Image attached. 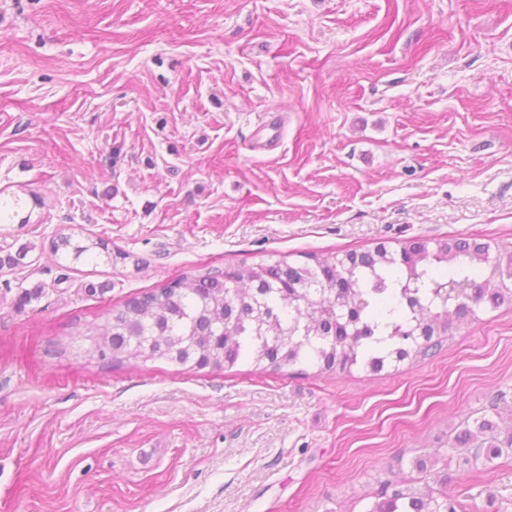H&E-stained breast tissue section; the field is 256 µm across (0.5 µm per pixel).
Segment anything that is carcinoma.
I'll use <instances>...</instances> for the list:
<instances>
[{
	"label": "carcinoma",
	"mask_w": 512,
	"mask_h": 512,
	"mask_svg": "<svg viewBox=\"0 0 512 512\" xmlns=\"http://www.w3.org/2000/svg\"><path fill=\"white\" fill-rule=\"evenodd\" d=\"M53 251L112 262L101 237L74 243L61 235ZM502 306L512 307V248L447 238L395 253L381 243L341 257L312 254L303 264L199 269L111 307L104 328L77 323L72 335L89 341L86 361L114 366L165 361L221 371L250 363L259 375L296 365L317 375L355 367L377 373L428 355L479 313ZM454 444L474 449L476 458H499L512 453V430L486 417L466 419ZM381 498L370 512H457L444 492L406 487Z\"/></svg>",
	"instance_id": "1"
}]
</instances>
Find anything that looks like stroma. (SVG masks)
Here are the masks:
<instances>
[{"label":"stroma","instance_id":"obj_1","mask_svg":"<svg viewBox=\"0 0 512 512\" xmlns=\"http://www.w3.org/2000/svg\"><path fill=\"white\" fill-rule=\"evenodd\" d=\"M0 512H367L448 464L512 512V308L372 374L85 365L72 324L198 268L512 244V0H0ZM99 236L126 262L54 255ZM106 284L104 293L89 285ZM41 286L25 306L22 289ZM469 423V418L460 425L463 427L454 436V444L460 448H474V458L484 455L487 459L499 458L512 453V429L503 432L497 423L483 416Z\"/></svg>","mask_w":512,"mask_h":512}]
</instances>
